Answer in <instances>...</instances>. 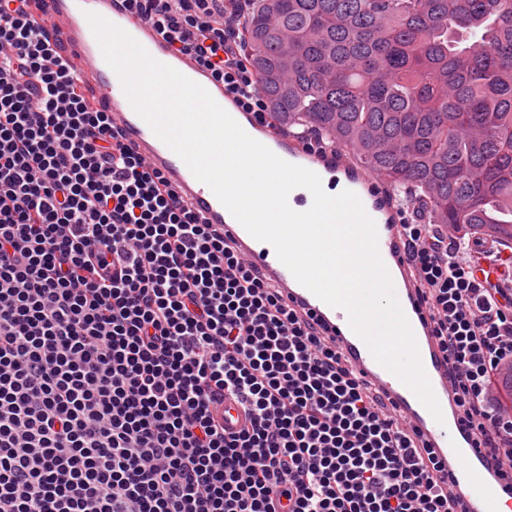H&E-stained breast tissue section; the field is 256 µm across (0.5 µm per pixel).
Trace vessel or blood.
Listing matches in <instances>:
<instances>
[{"instance_id": "1", "label": "vessel or blood", "mask_w": 512, "mask_h": 512, "mask_svg": "<svg viewBox=\"0 0 512 512\" xmlns=\"http://www.w3.org/2000/svg\"><path fill=\"white\" fill-rule=\"evenodd\" d=\"M46 9L61 23L65 53L80 62V76L92 84L98 100L118 116L124 141L159 171L203 223L220 230L246 261L260 270L266 282L286 303L306 318L319 322L343 359L359 379L377 391L417 435L418 444L431 448L448 470L452 494L466 512H512V471L496 473L482 458L472 429L462 423L448 384V362L435 335L431 314L411 273L399 224V205L380 178L353 161L346 149L310 151L296 137H283L275 128L258 123L252 114L239 111L223 84L190 57L176 53L155 29L128 11L121 0H46ZM96 13L134 38L158 62L168 65L205 88L212 98L233 113L235 121L255 140L281 159L328 177L330 185L354 192L377 227L380 256L393 281L397 299L414 332L420 358L439 402L443 418L435 420L414 392L381 366L366 343L350 328L347 313L325 304L303 287L276 256L271 245L254 239L216 198L196 179L175 154L134 110L117 74L107 64L88 22ZM219 421L226 430L241 429L247 417L232 399L221 404Z\"/></svg>"}]
</instances>
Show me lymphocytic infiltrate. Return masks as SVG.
I'll return each instance as SVG.
<instances>
[{"instance_id":"obj_1","label":"lymphocytic infiltrate","mask_w":512,"mask_h":512,"mask_svg":"<svg viewBox=\"0 0 512 512\" xmlns=\"http://www.w3.org/2000/svg\"><path fill=\"white\" fill-rule=\"evenodd\" d=\"M271 122L247 0H123ZM0 0V512H450L440 463ZM459 413L512 464V288L402 206ZM239 403L248 427L213 409Z\"/></svg>"}]
</instances>
